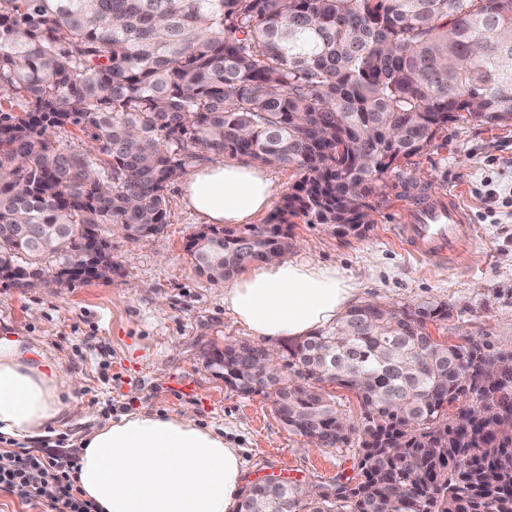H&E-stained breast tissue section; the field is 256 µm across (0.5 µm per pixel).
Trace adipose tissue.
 I'll use <instances>...</instances> for the list:
<instances>
[{"label": "adipose tissue", "mask_w": 512, "mask_h": 512, "mask_svg": "<svg viewBox=\"0 0 512 512\" xmlns=\"http://www.w3.org/2000/svg\"><path fill=\"white\" fill-rule=\"evenodd\" d=\"M259 166L227 160L184 184V203L205 223H253L272 203ZM355 290L335 267L275 258L243 270L224 289V307L251 335L299 338L335 320ZM78 378L37 345L0 336V436L24 443L69 425L81 413ZM78 483L102 512H235L242 460L223 434L190 412L145 410L108 420L84 437Z\"/></svg>", "instance_id": "ef3b65f1"}]
</instances>
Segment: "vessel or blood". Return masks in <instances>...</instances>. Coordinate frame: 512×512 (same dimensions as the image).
Returning <instances> with one entry per match:
<instances>
[{"instance_id": "1", "label": "vessel or blood", "mask_w": 512, "mask_h": 512, "mask_svg": "<svg viewBox=\"0 0 512 512\" xmlns=\"http://www.w3.org/2000/svg\"><path fill=\"white\" fill-rule=\"evenodd\" d=\"M468 220L458 191L427 188L401 206L397 239L417 260L441 262L469 244L470 237L465 233Z\"/></svg>"}]
</instances>
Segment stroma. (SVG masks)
Segmentation results:
<instances>
[{
  "label": "stroma",
  "mask_w": 512,
  "mask_h": 512,
  "mask_svg": "<svg viewBox=\"0 0 512 512\" xmlns=\"http://www.w3.org/2000/svg\"><path fill=\"white\" fill-rule=\"evenodd\" d=\"M426 187L460 190L476 228L468 252L446 265L414 259L393 234L401 200ZM166 201L169 222L160 238L135 241L113 231L108 278L49 288L0 283V332L43 343L81 382L84 415L52 429L42 449L76 457L99 422L140 410H189L238 448L247 484L276 478L311 486L354 477L355 445L307 444L263 396L240 394L212 373L214 349L250 334L225 310L223 283L200 276L190 260L186 244L204 222L185 207L180 183L169 187ZM367 202L373 223L358 236L297 221L290 258L336 267L361 305L448 304V319L427 324L434 339L469 338L512 354V124L449 125L389 172Z\"/></svg>",
  "instance_id": "stroma-1"
}]
</instances>
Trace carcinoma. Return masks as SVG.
I'll use <instances>...</instances> for the list:
<instances>
[{"label": "carcinoma", "mask_w": 512, "mask_h": 512, "mask_svg": "<svg viewBox=\"0 0 512 512\" xmlns=\"http://www.w3.org/2000/svg\"><path fill=\"white\" fill-rule=\"evenodd\" d=\"M459 120L512 122V0H0V279L63 285L109 225L166 224L197 151L303 171L264 223L187 247L198 273L229 279L285 256L295 219L362 232L395 162ZM66 126L93 153L56 146ZM449 315L354 307L290 342L272 380L264 346L229 347L233 388L289 431L358 442L333 496L259 484L239 512H512V374L472 376L512 355L436 342L425 323ZM320 383L355 391L360 426Z\"/></svg>", "instance_id": "obj_1"}]
</instances>
